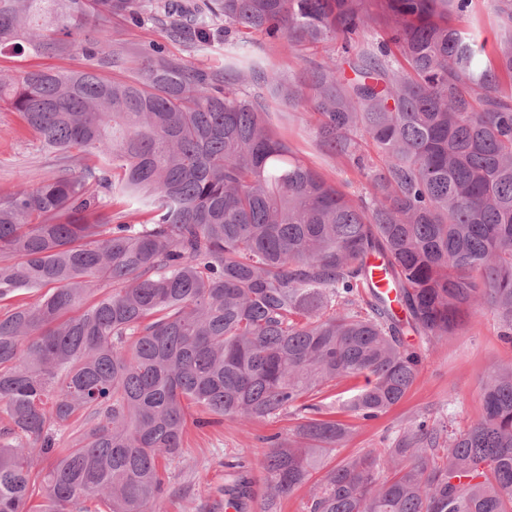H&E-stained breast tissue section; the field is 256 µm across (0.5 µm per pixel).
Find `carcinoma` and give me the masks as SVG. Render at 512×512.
Instances as JSON below:
<instances>
[{
    "label": "carcinoma",
    "mask_w": 512,
    "mask_h": 512,
    "mask_svg": "<svg viewBox=\"0 0 512 512\" xmlns=\"http://www.w3.org/2000/svg\"><path fill=\"white\" fill-rule=\"evenodd\" d=\"M377 2L371 42L368 0H0L1 53L92 62L0 77L61 164L0 195V512H28L38 482L40 512H162L191 407L295 420L258 460L263 512L310 483L308 512H512V362L467 428L418 413L326 463L350 427L318 398L362 377L343 410L399 404L425 360L405 332L437 346L487 308L512 344V0H492L490 47L454 25L474 0ZM114 20L193 52L218 39L224 69L150 41L125 78ZM243 29L340 47L293 81ZM269 95L313 102L318 146L367 179L357 198L276 133ZM114 202L149 219L89 220Z\"/></svg>",
    "instance_id": "1"
}]
</instances>
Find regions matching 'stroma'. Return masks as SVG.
Returning a JSON list of instances; mask_svg holds the SVG:
<instances>
[{"label":"stroma","mask_w":512,"mask_h":512,"mask_svg":"<svg viewBox=\"0 0 512 512\" xmlns=\"http://www.w3.org/2000/svg\"><path fill=\"white\" fill-rule=\"evenodd\" d=\"M88 65L81 51L65 57H34L22 52L0 54V72L17 77L34 69L81 70ZM271 120L300 156L311 162L329 180L350 194H359L365 176L353 165L336 161L316 143L311 126L306 124L303 107L271 101ZM60 165L53 154L41 150L38 141L24 128L17 112L0 107V194L17 188L24 172L49 179ZM512 361V344L504 343L492 314L481 315L474 327L464 329L447 344L438 347L426 363L406 398L387 414L363 421L337 406L355 394L359 383L348 379L325 394L323 404L334 409L337 419L352 428L350 440L337 449L333 459H343L366 448L385 447L404 420L426 411L444 417L450 427L462 429L482 413L480 389L489 369ZM291 418L260 420L248 425L224 419L207 427L189 426L183 457L171 464V477L164 495L165 512H201L204 504H216V512H227L225 489L230 488L238 471L249 473L251 495L242 512H259L266 493L262 471L254 460L268 449V436L288 434Z\"/></svg>","instance_id":"obj_1"}]
</instances>
